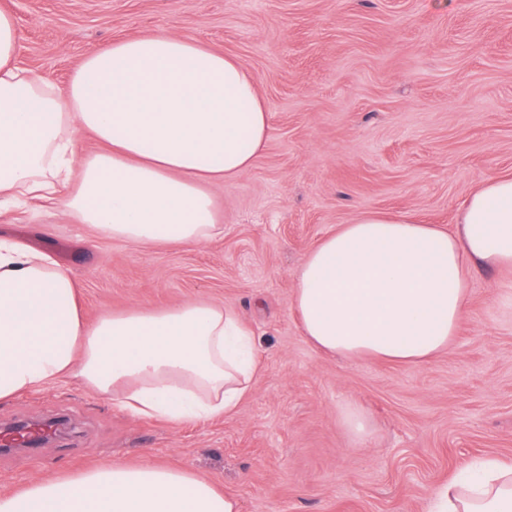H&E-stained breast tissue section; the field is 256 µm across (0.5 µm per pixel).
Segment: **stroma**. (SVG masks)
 I'll return each instance as SVG.
<instances>
[{
	"mask_svg": "<svg viewBox=\"0 0 512 512\" xmlns=\"http://www.w3.org/2000/svg\"><path fill=\"white\" fill-rule=\"evenodd\" d=\"M22 66L66 86L92 48L164 31L247 67L270 114L251 168L213 186L222 238L135 248L53 205L0 208V236L49 252L87 320L196 299L232 306L262 370L235 416L132 419L66 377L0 402V426L75 432L0 455V496L101 461L189 468L240 512H426L469 462L512 458V268L481 269L447 350L422 365L327 355L302 335L294 273L365 212L451 227L482 181L512 177V0H0ZM364 411L357 444L338 419Z\"/></svg>",
	"mask_w": 512,
	"mask_h": 512,
	"instance_id": "1",
	"label": "stroma"
}]
</instances>
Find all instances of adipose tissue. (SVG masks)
<instances>
[{
    "label": "adipose tissue",
    "mask_w": 512,
    "mask_h": 512,
    "mask_svg": "<svg viewBox=\"0 0 512 512\" xmlns=\"http://www.w3.org/2000/svg\"><path fill=\"white\" fill-rule=\"evenodd\" d=\"M0 10V204L56 203L134 247L201 246L223 234L210 186L247 171L269 134L251 73L168 33L87 53L65 89L19 66ZM92 132L100 150L81 152ZM512 268V178L485 180L453 229L409 213L338 225L295 273L304 336L345 357L418 365L447 349L474 270ZM254 332L228 305L187 301L102 312L87 323L77 284L46 252L0 238V401L79 379L134 418L176 424L232 415L258 371ZM0 512H239L188 468L104 462L35 478ZM428 512H512V460L485 458L430 494Z\"/></svg>",
    "instance_id": "adipose-tissue-1"
}]
</instances>
